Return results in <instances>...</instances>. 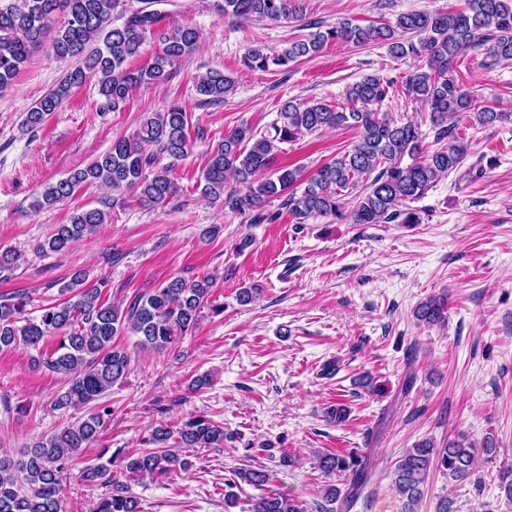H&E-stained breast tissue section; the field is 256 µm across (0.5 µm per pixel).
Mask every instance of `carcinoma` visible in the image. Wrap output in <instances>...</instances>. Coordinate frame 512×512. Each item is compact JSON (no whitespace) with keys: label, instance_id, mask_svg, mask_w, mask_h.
Here are the masks:
<instances>
[{"label":"carcinoma","instance_id":"1","mask_svg":"<svg viewBox=\"0 0 512 512\" xmlns=\"http://www.w3.org/2000/svg\"><path fill=\"white\" fill-rule=\"evenodd\" d=\"M459 12L415 11L402 13L389 23L362 27L349 19L322 28L302 39L288 41L278 53L262 47L247 50L244 64L266 71L319 54L331 40L356 46L380 44L395 58L410 57L417 67L402 84L404 95L427 109L429 131L437 147L425 148L426 133L417 121L401 122L378 111L394 82L367 76L349 86L345 104L323 102L282 106L279 118L263 130L245 125L224 133L206 152L207 162L197 185L200 194L222 202L232 212L250 215L255 224L272 222L277 215L266 210L271 199L281 200L298 224L324 219L332 224H419V214L406 202L423 198L435 182L457 170L468 156V143L459 122L489 128L512 121V112L483 105L453 76L459 60L470 50H481L484 64L512 61V0H466ZM120 0H0V92L10 89L29 58L49 47L59 59L79 57L82 64L41 98L26 113L23 125L39 128L55 112L71 89L97 78L98 94L116 112L124 108L138 86L158 84L170 78L177 62L193 51L200 39L190 25L158 26L159 14L141 9L122 26H112V12ZM224 17L235 20H300L303 0H223L217 4ZM152 36L161 51L139 68L129 61L140 54L145 36ZM235 80L220 70L201 76L195 85L199 101H222ZM349 128L357 140L344 154L326 163L308 178L300 167H280L282 145L320 130ZM192 147L185 107L170 104L165 111L144 115L139 129L120 138L112 147L82 168L47 186L32 208H52L70 199L83 186L98 185L117 194L138 193V200L153 206L166 203L177 191L170 178L172 165L159 166L163 157L177 161ZM109 213L100 208H78L69 223L56 225L52 235L36 251L61 252L108 223ZM214 279L210 275L175 277L153 291L138 296L128 307L109 301L106 282L86 283L76 270L60 292L72 296L40 309L37 318L25 316L26 295L17 293L0 301V350L37 347L44 340L57 341L41 364L69 377L58 394L59 409H87L75 422L47 439H39L14 455L0 453V512H61L60 482L77 452L94 443L112 416L99 404L102 395L127 373L131 356L114 338L132 333L142 349L163 350L177 343L197 324L206 307L219 315L224 305L211 300ZM414 315L427 325L445 323L446 302L431 297L419 304ZM170 430L156 427L149 453L122 450L112 459L84 467L83 479L112 483V494L98 512H141L129 486L111 481V466L118 463L126 477L167 476L189 466L186 458L169 449ZM224 427L204 416L189 418L178 431V448H221ZM442 469L456 485L474 472L475 449L455 440L437 448L423 440L408 449L392 472L398 493L413 502L422 493L432 465ZM319 467L328 474H344L349 487H330L314 512H348L368 480L362 456L336 453L320 457ZM234 475L253 486H264L269 474L262 468L240 469ZM250 512H308V506L286 493L257 498Z\"/></svg>","mask_w":512,"mask_h":512}]
</instances>
